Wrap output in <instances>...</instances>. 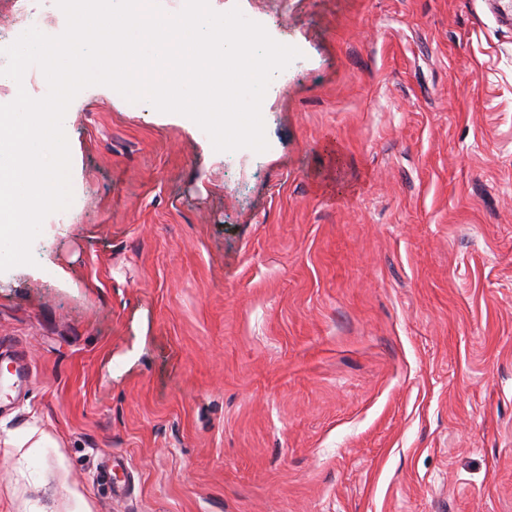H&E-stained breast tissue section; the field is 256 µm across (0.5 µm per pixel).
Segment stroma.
<instances>
[{
    "label": "stroma",
    "instance_id": "1",
    "mask_svg": "<svg viewBox=\"0 0 512 512\" xmlns=\"http://www.w3.org/2000/svg\"><path fill=\"white\" fill-rule=\"evenodd\" d=\"M238 7L301 52L264 152L73 100L64 277L0 272V512H512V24Z\"/></svg>",
    "mask_w": 512,
    "mask_h": 512
}]
</instances>
